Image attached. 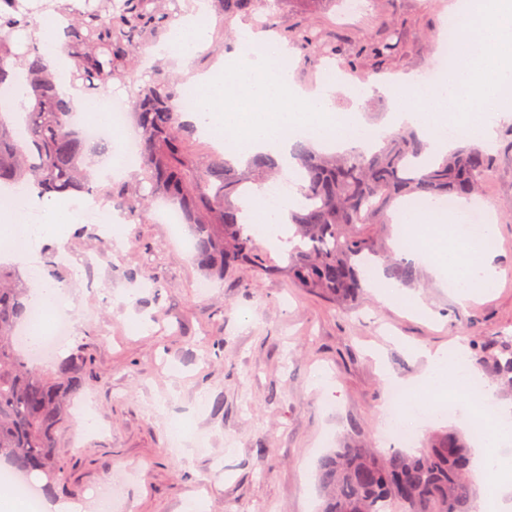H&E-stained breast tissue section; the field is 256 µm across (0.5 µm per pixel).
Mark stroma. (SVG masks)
<instances>
[{"mask_svg": "<svg viewBox=\"0 0 512 512\" xmlns=\"http://www.w3.org/2000/svg\"><path fill=\"white\" fill-rule=\"evenodd\" d=\"M449 0H369L348 16L342 0H275L279 27H312L362 44L395 35L386 60L361 57L353 81L422 75L441 55L433 37L451 16ZM481 201L496 226L493 287L460 304L443 278L420 267L406 286L425 304L385 300L365 288L334 305L283 277L251 271L209 282L168 225L161 206L118 225L126 245L104 256L88 220L59 238L37 241L39 260L8 263L23 284L29 266L62 288L76 329L57 357L84 351L79 399L92 402L97 432L75 417L59 426L54 456L66 474L42 512H96L99 493L124 470L138 477L125 491L128 512H317L318 462L348 443L375 444L385 421V375L405 384L401 412L421 391L415 349L471 348L488 336H512V108L501 111L489 145ZM328 385H318V377ZM182 424L173 437V424Z\"/></svg>", "mask_w": 512, "mask_h": 512, "instance_id": "obj_1", "label": "stroma"}]
</instances>
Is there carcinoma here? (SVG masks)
Instances as JSON below:
<instances>
[{
  "label": "carcinoma",
  "mask_w": 512,
  "mask_h": 512,
  "mask_svg": "<svg viewBox=\"0 0 512 512\" xmlns=\"http://www.w3.org/2000/svg\"><path fill=\"white\" fill-rule=\"evenodd\" d=\"M33 0H0V87L11 84L12 68L28 63L30 105L23 137L0 115V182L24 183L38 194L85 189L83 159L90 142L73 128V109L59 97L55 76L41 62L37 41L24 35L34 23ZM179 0H47L65 20L72 85L96 96L114 84L126 85L141 50L167 35ZM218 13L250 18L276 28L268 0H213ZM281 35L309 50L316 63L328 58L354 68L357 57L346 42L320 38L305 29ZM179 79L157 70L131 88L140 129L139 183L149 194L126 200L142 211L157 198L184 212L194 241L193 258L208 276L255 271L282 276L297 287L345 305L363 288L367 267L383 263L384 274L405 285L418 270L396 258L385 228L402 198L452 200L478 193L491 154L462 142L453 152L427 150L413 132L391 134L373 148L325 155L297 145L301 194L310 202L289 212L288 241H296L284 266L270 264L261 243L241 223L249 184L269 180L275 164L257 155L240 172L222 155L201 160L194 125L174 105ZM0 270V464L15 474L45 479L49 489L64 483L54 459V440L80 390L82 352L62 359L47 376L15 340L31 305L29 289ZM476 367L497 393L512 396V336H491L473 347ZM472 448L451 430L431 437L424 448L380 451L348 445L324 457L321 512H479L469 479Z\"/></svg>",
  "instance_id": "carcinoma-1"
}]
</instances>
